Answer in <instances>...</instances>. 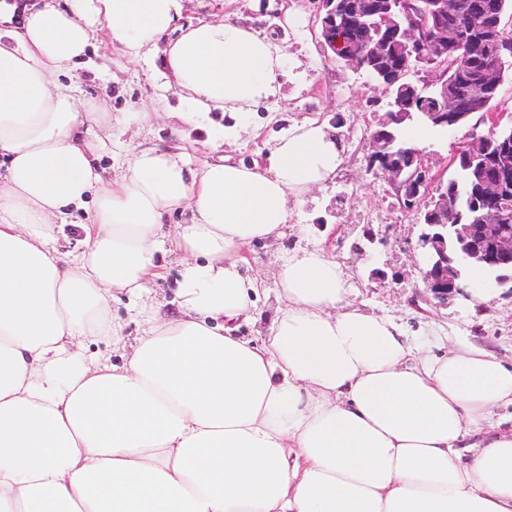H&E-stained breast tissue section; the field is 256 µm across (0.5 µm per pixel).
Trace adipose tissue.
Segmentation results:
<instances>
[{
  "instance_id": "1",
  "label": "adipose tissue",
  "mask_w": 512,
  "mask_h": 512,
  "mask_svg": "<svg viewBox=\"0 0 512 512\" xmlns=\"http://www.w3.org/2000/svg\"><path fill=\"white\" fill-rule=\"evenodd\" d=\"M182 10L0 0V512H512L496 417L512 365L495 351L428 354L318 243L282 256L261 338L237 335L265 287L244 249L280 238L340 154L304 120L266 163L192 164L190 127L222 112L238 138L284 55ZM98 45L131 63L161 51L135 118L177 120L173 145L127 148L130 118L84 98L73 73ZM173 252L181 315L164 320L145 297Z\"/></svg>"
}]
</instances>
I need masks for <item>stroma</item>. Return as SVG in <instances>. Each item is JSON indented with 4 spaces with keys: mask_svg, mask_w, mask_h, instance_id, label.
Instances as JSON below:
<instances>
[{
    "mask_svg": "<svg viewBox=\"0 0 512 512\" xmlns=\"http://www.w3.org/2000/svg\"><path fill=\"white\" fill-rule=\"evenodd\" d=\"M290 10L297 27L288 30L279 17ZM225 13L254 26L286 52L280 96L260 106L250 132L233 147L192 131L194 163L229 152L247 163L263 159L272 139L293 122L313 118L339 140L343 163L335 180L312 192L300 207L301 228L289 230L272 243H255L244 251L249 271L263 275L255 321L242 324L240 335L255 337L278 311L272 284L279 257L319 242L352 274L354 297L367 310L397 316L408 334L432 352H447L450 344L468 342L497 351L512 361V290L491 279L465 278L461 294L440 305L426 292L421 278L424 250L422 227L401 212L394 192L383 179L367 170L364 135L382 117L383 95L370 79L336 68L320 47L319 24L312 0H185L183 21ZM152 60L135 64L113 59L109 73L79 70L84 94L106 97L114 112L142 109L154 92ZM306 72V93L313 95L318 112L306 114L294 88V76Z\"/></svg>",
    "mask_w": 512,
    "mask_h": 512,
    "instance_id": "1",
    "label": "stroma"
}]
</instances>
